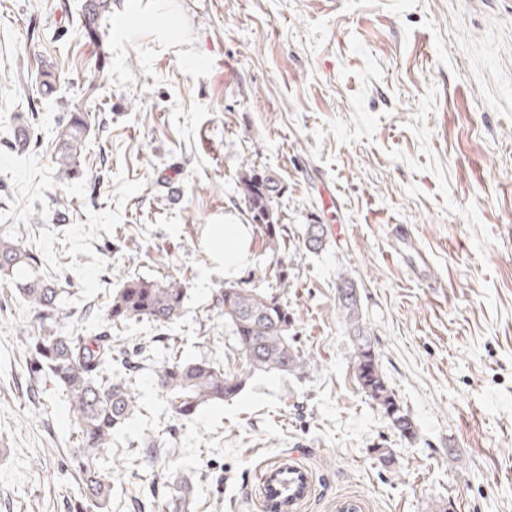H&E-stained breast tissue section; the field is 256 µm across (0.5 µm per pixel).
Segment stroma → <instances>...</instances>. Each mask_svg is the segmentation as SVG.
Instances as JSON below:
<instances>
[{
  "mask_svg": "<svg viewBox=\"0 0 512 512\" xmlns=\"http://www.w3.org/2000/svg\"><path fill=\"white\" fill-rule=\"evenodd\" d=\"M84 3L0 0V234L69 279L62 330L110 331L118 351L157 334L158 356L229 370L211 242L247 223L238 182L254 165L282 185L286 299L308 360L187 421L140 370L139 410L101 455L108 512H163L181 476L187 512H259L276 463L310 475L301 512H512V0H112L94 35ZM70 112L92 125L78 178L54 162ZM313 223L316 253L302 242ZM392 224L429 254L431 280L391 257ZM249 245L238 278L276 288V256L259 233ZM345 269L414 437L358 382ZM129 276L184 280L180 316L110 326ZM37 333L0 288V512H85L69 405L26 369Z\"/></svg>",
  "mask_w": 512,
  "mask_h": 512,
  "instance_id": "obj_1",
  "label": "stroma"
}]
</instances>
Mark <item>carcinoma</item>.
I'll return each instance as SVG.
<instances>
[{
  "instance_id": "carcinoma-1",
  "label": "carcinoma",
  "mask_w": 512,
  "mask_h": 512,
  "mask_svg": "<svg viewBox=\"0 0 512 512\" xmlns=\"http://www.w3.org/2000/svg\"><path fill=\"white\" fill-rule=\"evenodd\" d=\"M109 9L110 0H88L85 27L95 32ZM90 129L89 116L83 112H71L58 123L54 160L59 169L80 173ZM239 189L250 219L265 235L268 248L278 256L284 255L288 228L274 218L281 191L278 179L249 166L242 173ZM303 240L309 250L323 249L324 225H305ZM41 264L37 251L0 235V280L14 285L41 324L40 334L34 337L30 369L35 375H47L63 390L80 439L79 454L72 458L71 467L81 499L85 506L103 512L112 498V478L102 471L100 455L112 448L115 435L138 410L136 375L141 365L151 361L155 349L151 343L140 342L119 358L112 353L110 336H72L59 331L67 289L61 280L42 274ZM338 280L339 308L352 336L359 383L394 429L404 437H412L415 430L409 412L382 376L374 343L361 324L356 284L348 273L339 274ZM186 291L184 284L174 278H126L110 295L106 317L113 325L146 320L165 328L181 313ZM218 302L224 326L234 336L241 360L239 371L227 373L205 360L188 361L174 356L157 362L154 378L175 420H189L200 407L235 397L254 371L288 374L307 367L305 357L294 346V318L284 294L226 282ZM192 492L188 482H176L166 507L170 512H185Z\"/></svg>"
}]
</instances>
